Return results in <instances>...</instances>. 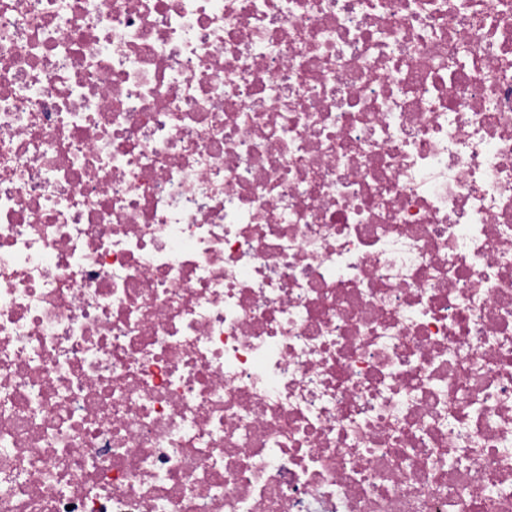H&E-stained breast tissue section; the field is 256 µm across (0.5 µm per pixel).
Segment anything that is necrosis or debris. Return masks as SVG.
<instances>
[{
  "instance_id": "4bbe7bcc",
  "label": "necrosis or debris",
  "mask_w": 512,
  "mask_h": 512,
  "mask_svg": "<svg viewBox=\"0 0 512 512\" xmlns=\"http://www.w3.org/2000/svg\"><path fill=\"white\" fill-rule=\"evenodd\" d=\"M0 512H512V0H0Z\"/></svg>"
}]
</instances>
